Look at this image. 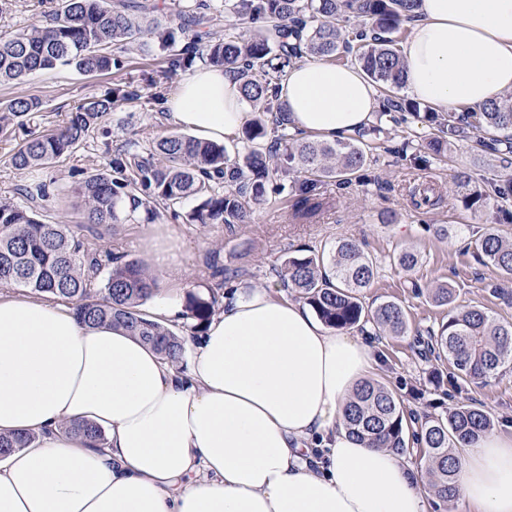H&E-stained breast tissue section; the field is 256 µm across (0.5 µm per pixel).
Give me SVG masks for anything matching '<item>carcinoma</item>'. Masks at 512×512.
Listing matches in <instances>:
<instances>
[{
	"mask_svg": "<svg viewBox=\"0 0 512 512\" xmlns=\"http://www.w3.org/2000/svg\"><path fill=\"white\" fill-rule=\"evenodd\" d=\"M417 0H179L178 22H165L156 0H54L45 22L0 35V83L55 70L84 76L121 70L124 61L111 47H134L150 37L167 51L157 84L192 67L196 60L232 71L252 112L245 123L244 152L232 158L226 147L184 133H169L148 142L141 151L115 153L103 171L74 170L89 223L108 226L144 213L155 220L166 212L180 216L178 206L203 199L189 215L194 224H240L267 201L279 169L308 173L299 184V202L312 210L318 183L341 184L364 169L366 143L357 139L318 141L288 129V108L279 98L285 67L305 46L314 58L334 59L354 51V62L381 88V108L373 133H384L382 118L390 112H413L433 126L435 152L449 143L487 133L512 130V98L501 97L476 113V124L465 127L452 115L398 100L405 65L395 34L415 17ZM231 18L224 37L214 38L209 23L220 15ZM356 18L359 23L350 24ZM140 97L138 90L117 82L69 113L63 126L32 133L11 156L12 167L26 171L69 158L89 131L120 106ZM43 111L38 97L0 102V130L15 119ZM275 116V141L281 154L261 145ZM462 202L470 208L489 205L490 196L462 181ZM486 266L512 278V240L486 233L477 244ZM377 274L371 256L353 238L336 240L330 259L318 254L290 257L282 267L285 288L296 290L320 321L343 330L371 323L394 335L406 332V313L395 300L364 307L362 290ZM0 284L51 294L75 305L86 324L121 327L153 348L163 360L179 363L184 338L152 319L141 306L157 291L147 265L124 260L107 251L104 258L74 236L66 224L46 222L30 206L0 201ZM187 309L199 324L212 315L213 303L192 295ZM421 356L448 363L463 381L485 382L512 361V323H502L483 309L471 307L448 315L437 329L418 338ZM350 435L370 447L398 454L414 443L421 448L430 492L443 502L458 496L459 448L492 428L491 417L474 404L442 412L406 411L398 395L380 382L365 381L344 411ZM27 434L0 435V456L28 447Z\"/></svg>",
	"mask_w": 512,
	"mask_h": 512,
	"instance_id": "carcinoma-1",
	"label": "carcinoma"
}]
</instances>
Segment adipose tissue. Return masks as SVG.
Listing matches in <instances>:
<instances>
[{
	"label": "adipose tissue",
	"mask_w": 512,
	"mask_h": 512,
	"mask_svg": "<svg viewBox=\"0 0 512 512\" xmlns=\"http://www.w3.org/2000/svg\"><path fill=\"white\" fill-rule=\"evenodd\" d=\"M417 15L403 45L412 96L460 112L512 91V0H420ZM279 96L289 127L327 140L363 131L378 108L359 68L310 58L287 68ZM166 107L214 142L248 118L221 68H197ZM377 366L269 286L225 298L184 371L123 329L82 323L68 301L2 289L0 435L36 440L0 459V512H429L418 474L344 425ZM459 459L461 499L512 512V430Z\"/></svg>",
	"instance_id": "1"
}]
</instances>
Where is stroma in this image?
<instances>
[{
    "label": "stroma",
    "instance_id": "1",
    "mask_svg": "<svg viewBox=\"0 0 512 512\" xmlns=\"http://www.w3.org/2000/svg\"><path fill=\"white\" fill-rule=\"evenodd\" d=\"M126 66L118 73L94 77L70 70L36 73L0 84V101L16 97H39L45 109L24 124H12L0 132V201L22 203L19 187L42 183L51 194L41 201L43 219L69 225L80 238L98 251L109 250L128 259H143L145 244L162 237L175 259L164 279L181 307L170 327L178 335L193 337L199 329L186 307L188 295L203 299L223 298L227 288L245 291L257 286L277 285L282 262L291 256H306L330 250L337 238H356L373 258L377 277L364 289L362 302L373 308L387 300L401 301L407 315V330L393 336L361 332L359 338L381 359L375 374L378 381L393 389L405 406L416 412L432 406L448 408L470 402L488 412L496 428L512 426V369L503 368L488 383H465L444 377L441 385L429 383L433 363L418 353L419 334L447 321L449 313L476 306L501 321L512 322V280L501 278L478 259L473 242L489 229H497L512 239V223L496 224L495 209L477 212L460 201L459 178L485 191L512 185V163L503 155L480 146L471 137L456 143L438 156L429 147L430 128L407 112L393 113L384 120L383 147L371 150L364 168V180L340 185L321 183V208L305 219L292 206L295 194L284 191L271 195L268 205L241 224H193L186 216L199 208L200 200L182 204L181 219L163 218L155 222L125 221L111 227L93 226L87 220L81 197L73 192L72 171L100 166L107 156L133 149L171 132L163 98L171 85L149 86L151 76L161 70L165 54L158 48L142 52L126 49ZM137 87L141 97L106 119L110 136L90 132L84 145L66 161L46 168L16 171L10 164L15 148L30 132H42L63 125L92 95L108 91L116 81ZM429 181L441 196L438 205L415 208L407 196L410 186ZM396 216L395 223H382L383 214ZM453 225L457 234L437 235L436 227ZM418 255L411 274H404L395 262L402 251ZM450 285L457 297L452 304L438 305L430 297L432 288Z\"/></svg>",
    "mask_w": 512,
    "mask_h": 512
}]
</instances>
